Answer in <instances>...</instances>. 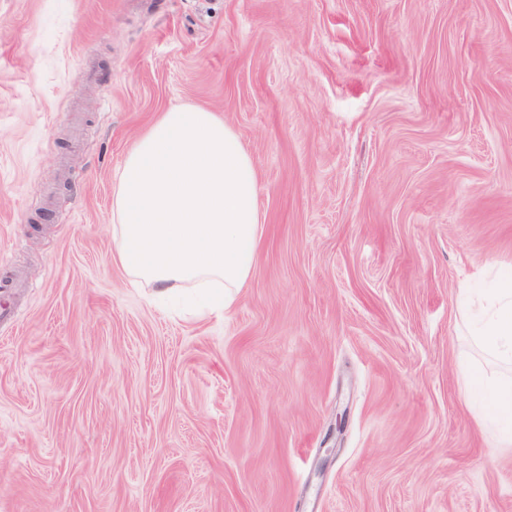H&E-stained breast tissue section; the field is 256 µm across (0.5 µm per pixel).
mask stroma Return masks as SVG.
Wrapping results in <instances>:
<instances>
[{
  "instance_id": "1",
  "label": "stroma",
  "mask_w": 512,
  "mask_h": 512,
  "mask_svg": "<svg viewBox=\"0 0 512 512\" xmlns=\"http://www.w3.org/2000/svg\"><path fill=\"white\" fill-rule=\"evenodd\" d=\"M263 236L222 314L112 261L155 115ZM512 273V0H0V512H512L460 297Z\"/></svg>"
}]
</instances>
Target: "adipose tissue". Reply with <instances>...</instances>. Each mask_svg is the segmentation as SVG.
<instances>
[{"instance_id":"1","label":"adipose tissue","mask_w":512,"mask_h":512,"mask_svg":"<svg viewBox=\"0 0 512 512\" xmlns=\"http://www.w3.org/2000/svg\"><path fill=\"white\" fill-rule=\"evenodd\" d=\"M258 176L238 135L197 106L159 113L128 152L117 177L115 259L164 291L185 285L229 309L258 257ZM476 344L512 365V276H495L481 303ZM490 423L512 421V377L480 378Z\"/></svg>"}]
</instances>
